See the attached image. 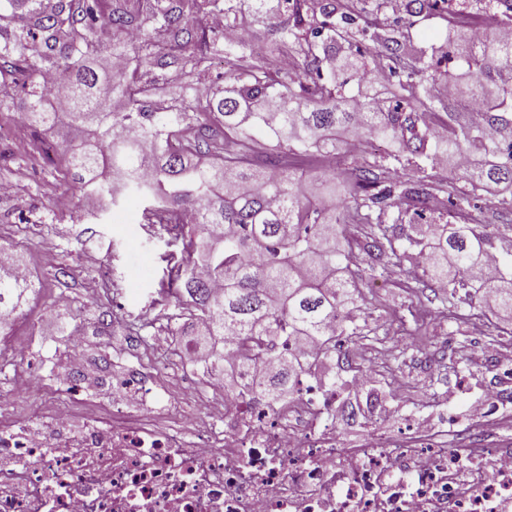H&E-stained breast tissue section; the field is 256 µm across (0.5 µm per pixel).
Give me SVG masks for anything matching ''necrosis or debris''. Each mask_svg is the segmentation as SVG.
<instances>
[{
  "label": "necrosis or debris",
  "mask_w": 512,
  "mask_h": 512,
  "mask_svg": "<svg viewBox=\"0 0 512 512\" xmlns=\"http://www.w3.org/2000/svg\"><path fill=\"white\" fill-rule=\"evenodd\" d=\"M210 388L177 428L138 367L113 384L111 419L59 404L0 422V512H512L511 449L451 452L424 421L341 447L339 394L310 374L289 410Z\"/></svg>",
  "instance_id": "1"
}]
</instances>
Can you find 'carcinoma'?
I'll use <instances>...</instances> for the list:
<instances>
[{
	"label": "carcinoma",
	"mask_w": 512,
	"mask_h": 512,
	"mask_svg": "<svg viewBox=\"0 0 512 512\" xmlns=\"http://www.w3.org/2000/svg\"><path fill=\"white\" fill-rule=\"evenodd\" d=\"M23 31L0 42V94L23 82L28 121L45 131L60 127L88 132L67 151L63 178L90 195L109 192L107 175L121 174L128 191L145 203L146 223L172 237L159 294L175 299L167 325L173 336L232 337L224 344L251 370L264 358L263 344L305 338L319 359L337 357L352 367L350 351L336 352L339 335L354 342L364 326L353 318L370 305L369 282L352 268L340 224L364 226L360 249L371 265L390 274L408 269L436 293L444 319L469 288L485 305L512 313V250L498 241L512 224L495 231L478 224H450L447 196L457 210L469 198L505 185L512 189V40L491 31L481 42L468 28L448 32L442 56L467 69H441L436 50L414 44L390 29L365 55L348 34L355 23L353 0H320L321 21L306 26V0H281L293 24L279 32L273 54L294 51L303 66L274 69L249 43L220 42L197 22L199 0H29ZM224 11V26L259 22L265 0H207ZM448 0H406L410 16L430 14ZM346 57L339 58V45ZM130 60L124 70H103L105 55ZM215 56L224 58V90H200L199 79ZM145 66H173L177 78L143 81ZM329 74L323 75L322 69ZM389 74L394 105L383 109L365 96H346L356 70ZM68 75L65 107L46 99L41 74ZM444 118L448 134L426 153L427 115ZM345 130L385 139L391 151L352 169L339 204L314 202L288 157L312 149L334 155ZM428 165H412L418 176L391 180L394 161L405 154ZM452 170L464 158L468 172L448 183L428 172L437 156ZM184 212L194 223H181ZM493 257L497 273L472 275ZM21 257L0 259V315L16 317L27 306L34 281L23 278ZM223 291H215L216 284ZM276 374L255 386L273 402L294 393L312 365L300 354L278 355Z\"/></svg>",
	"instance_id": "1"
}]
</instances>
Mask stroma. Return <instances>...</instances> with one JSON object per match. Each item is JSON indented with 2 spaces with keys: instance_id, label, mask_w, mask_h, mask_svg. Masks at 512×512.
I'll return each instance as SVG.
<instances>
[{
  "instance_id": "stroma-1",
  "label": "stroma",
  "mask_w": 512,
  "mask_h": 512,
  "mask_svg": "<svg viewBox=\"0 0 512 512\" xmlns=\"http://www.w3.org/2000/svg\"><path fill=\"white\" fill-rule=\"evenodd\" d=\"M382 14L388 27L415 43L440 46L451 28L481 25L486 11L482 0H468L419 17L388 8ZM44 136L29 127L10 159L0 162V180L13 186L12 194L0 196V247L22 256L36 284L24 316L0 341V393L12 391L19 376L39 382L35 392L16 398L4 414L8 420L37 419L61 400L56 377L70 349L66 328L83 338L85 375L103 385L129 364L150 369L163 360L148 343L113 328L112 305L124 304L130 317L140 313L161 273L166 234L145 223L143 203L131 194L115 205L107 197L65 193L60 162L43 163L35 152ZM414 281L408 271L392 277L377 270L371 279L370 298L380 318L364 354L384 363L377 385L391 409L385 426L396 435L418 416L438 425L449 414L459 425L469 424L468 407L481 383L492 378L478 357L457 348L472 344L468 326L438 322V298ZM59 295L69 298L68 308L54 307Z\"/></svg>"
}]
</instances>
